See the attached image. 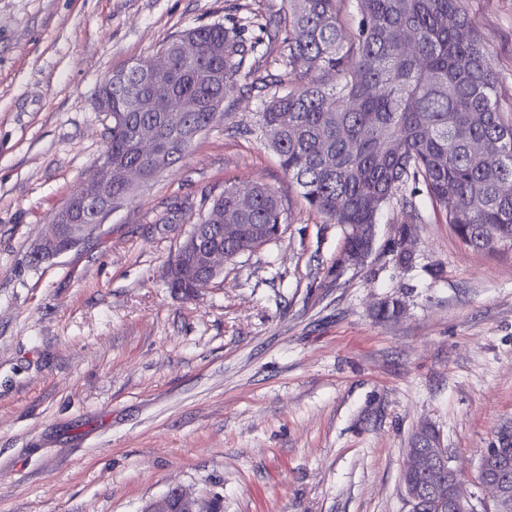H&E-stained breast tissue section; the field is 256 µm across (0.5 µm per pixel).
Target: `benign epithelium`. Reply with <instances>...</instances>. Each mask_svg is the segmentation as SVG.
<instances>
[{"label": "benign epithelium", "mask_w": 512, "mask_h": 512, "mask_svg": "<svg viewBox=\"0 0 512 512\" xmlns=\"http://www.w3.org/2000/svg\"><path fill=\"white\" fill-rule=\"evenodd\" d=\"M142 148L153 161V171L163 173L169 169L168 157L154 147L150 138L142 141ZM114 180L139 186L144 183L141 174L132 169H114L112 164L96 168L74 194L84 204L92 206V216L85 219L80 229L70 236L64 235L65 225L72 223L73 212L64 205L49 224V231L32 250V256L40 263H47L58 256L83 246L93 238L99 225L112 213V195L106 192L105 185ZM181 252L191 256V267L208 275L207 284L211 285L224 272V249L218 245L203 241L198 236H187L181 245ZM512 464L499 461L492 472L479 476L478 481L487 493L496 512H512V481L508 471ZM404 473H426L432 476L428 484H416L402 481L404 497L408 505L428 499L436 505L438 512H476L471 499L463 492L464 480L456 473V467L448 455V449L439 445L429 452L411 448L407 454ZM204 499L195 496L181 487L170 489L162 498L146 505L142 512H176L181 505L196 510L203 507Z\"/></svg>", "instance_id": "obj_1"}]
</instances>
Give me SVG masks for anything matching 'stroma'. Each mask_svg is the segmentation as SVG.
I'll return each mask as SVG.
<instances>
[{
    "instance_id": "1",
    "label": "stroma",
    "mask_w": 512,
    "mask_h": 512,
    "mask_svg": "<svg viewBox=\"0 0 512 512\" xmlns=\"http://www.w3.org/2000/svg\"><path fill=\"white\" fill-rule=\"evenodd\" d=\"M512 113V0H465ZM286 0H0V512H141L182 486L221 512H408L413 432L439 433L479 494L512 431V251H476L408 185L372 255L338 267L340 225L309 209L258 130L280 78ZM244 25L250 79L175 171L96 238L38 267L33 243L93 171L104 76L183 31ZM281 198V236L186 300L166 268L226 182ZM411 265L393 249L407 219ZM398 300L395 320L374 315Z\"/></svg>"
}]
</instances>
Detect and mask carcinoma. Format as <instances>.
<instances>
[{
  "label": "carcinoma",
  "mask_w": 512,
  "mask_h": 512,
  "mask_svg": "<svg viewBox=\"0 0 512 512\" xmlns=\"http://www.w3.org/2000/svg\"><path fill=\"white\" fill-rule=\"evenodd\" d=\"M360 19L341 37V0H288L286 67L307 64L306 80L275 95L259 113L258 129L307 205L344 232L342 261L368 253L371 239L356 232L375 224L403 187L424 183L433 205L460 240L477 251L512 247V118L498 111L492 52L478 36L464 0H357ZM414 41L407 44L405 34ZM259 42L241 26L195 27L166 43L173 75L167 96L154 91L149 60L101 82L98 106L112 117L99 159L115 169L148 168L141 134L158 144L184 140L178 163L200 131L224 118V97L251 72L244 70ZM336 76L329 85L324 77ZM190 105L178 119L167 99ZM496 149L490 162L476 151ZM136 188L112 182V202ZM250 205L242 207V197ZM237 236H222L224 258L240 238L262 243L286 222L279 197L251 181L224 185L212 202ZM168 285L188 294L205 276L186 282L171 260Z\"/></svg>",
  "instance_id": "carcinoma-1"
}]
</instances>
